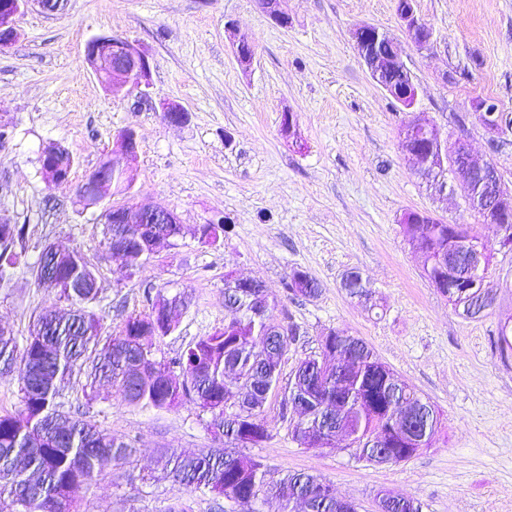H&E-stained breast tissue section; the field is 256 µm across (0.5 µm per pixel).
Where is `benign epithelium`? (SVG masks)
Listing matches in <instances>:
<instances>
[{"label": "benign epithelium", "instance_id": "1", "mask_svg": "<svg viewBox=\"0 0 512 512\" xmlns=\"http://www.w3.org/2000/svg\"><path fill=\"white\" fill-rule=\"evenodd\" d=\"M259 7L277 20L280 24L288 25V15L282 11V0H258ZM36 5L46 12L56 13L64 8V0H0V48L8 47L17 37L16 18L30 6ZM400 18L406 33L414 45L420 50H427L432 44L433 33L425 23L414 13L412 4H400ZM357 51L368 67L372 79L393 97L397 98L404 108H411L417 97L414 81L397 82L396 76L406 70L402 52L394 41H389L390 50L386 54L377 52L368 39H385L387 35L376 27L363 24L353 32ZM85 58L98 80L112 93L123 90L135 91L139 96H148L149 78L152 61L148 54L136 42L127 38L112 35H99L91 38L85 46ZM137 137L131 129L120 131L116 137L115 149L101 161L86 179V184L75 191L77 202L94 204L103 200L112 189V182L118 180L127 188L131 187V164L137 157ZM433 149L443 159L456 160L460 155H467L464 143L457 140L453 146L442 135H436ZM60 155L57 147L49 146L40 155L41 173L47 185L51 188H61L69 181V174L55 164V158ZM105 222L108 224H137L138 230L129 235L112 238L109 254L126 260L138 254L152 256L157 248L166 243L173 245V240L183 236L184 225L177 213L164 206L149 202L138 201L126 206H113L107 211ZM70 251L60 249L53 244L43 249L47 259L48 275H53V269L66 262ZM444 296L457 303L458 306L478 314L492 306L495 293L483 290L472 291L469 282H463L458 288H450ZM225 379L233 380L235 390L227 395V404L238 408L242 399L256 393L257 385L253 380L246 379L234 367L226 369ZM297 436L302 438L301 445L307 448H333L335 441L345 434L329 437H317L312 432L297 426Z\"/></svg>", "mask_w": 512, "mask_h": 512}]
</instances>
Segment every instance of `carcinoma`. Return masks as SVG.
Here are the masks:
<instances>
[{"instance_id": "carcinoma-1", "label": "carcinoma", "mask_w": 512, "mask_h": 512, "mask_svg": "<svg viewBox=\"0 0 512 512\" xmlns=\"http://www.w3.org/2000/svg\"><path fill=\"white\" fill-rule=\"evenodd\" d=\"M406 135L420 146L428 169L434 172V178L427 182L441 189L435 176L444 178L446 174L439 155L432 151L430 131L413 128ZM501 196L512 197V188L501 178L483 192L484 207L495 221L503 215ZM401 228L405 239L418 249L424 276L440 278L446 289L457 287L448 281V264H456L462 272L470 268L478 239L472 229L463 224L457 231L417 211L404 215ZM25 230L24 224H0V279L20 264L16 244L24 238ZM43 262L44 258H39L30 267L31 274L39 286L57 291L58 298L69 306L67 315L48 311L39 315L23 345L11 329H0V369L23 365L20 406L15 413L0 416V497H11L18 512H77L80 489L96 480L102 460L129 463L136 457L137 448L131 442L83 417L60 411L57 398L61 385L76 371L112 383L135 407L162 409L193 402L210 415L208 424L228 430L226 444H234L247 426L252 444L269 439L268 430L260 423L263 408L251 407L234 414L224 405V369L230 363L246 373L260 371L269 382L279 379L277 361L262 336L276 306L266 291H261L268 300L263 316L256 317L255 307L241 302L235 308L237 316L224 325V330L189 343L178 358L166 364L171 376L162 378L154 376L156 358L143 347V337L153 335V312L130 314L102 343L100 318L89 310L97 292L76 287L91 275L82 258L72 254L50 284L41 274ZM343 287L352 295L368 292L367 281L357 271L346 275ZM285 290L289 296L314 298L319 285L305 272L294 270ZM331 336L336 355L320 365L315 357L302 360L290 382L309 396L310 417L303 419L304 426L317 423L319 413L329 410L334 424L347 435L380 434L388 431L400 403L422 411L428 421L439 424L435 406L396 379L364 340L344 330L333 331ZM435 433L431 430L417 446L404 432L388 435L387 463L405 462L432 447ZM224 452L223 448L198 453L167 449L159 462L173 481L216 495L229 492L240 498L241 505L251 503L266 489L282 501L285 512H294L301 496L309 498L311 512H340L331 483L305 473L289 474L271 483L256 459L243 453L237 460L229 459Z\"/></svg>"}]
</instances>
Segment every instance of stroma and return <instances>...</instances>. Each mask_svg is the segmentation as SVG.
Segmentation results:
<instances>
[{
  "instance_id": "1",
  "label": "stroma",
  "mask_w": 512,
  "mask_h": 512,
  "mask_svg": "<svg viewBox=\"0 0 512 512\" xmlns=\"http://www.w3.org/2000/svg\"><path fill=\"white\" fill-rule=\"evenodd\" d=\"M413 5L433 32L430 50L407 39L397 0H284L285 27L257 0H67L56 13L34 7L21 14L17 39L0 49V125L11 131L0 148V213L26 226L24 264L0 282V325L23 341L42 310L66 309L29 271L50 243L80 251L95 268L103 335L131 313L149 311L148 293L185 298L176 330L149 340L167 361L234 318L224 306L225 273L259 280L277 300L275 322L299 329L280 389L323 336L343 329L440 413L434 447L397 465L377 464L340 444L294 441L298 414L283 410L279 389L262 414L270 439L245 450L268 478L317 476L360 512H375L383 491L418 500L422 512H512V355L496 346L499 324L512 319V251L495 253V302L470 319L423 276L398 223L406 211H426L496 242L497 227L479 222L456 179L436 195L399 143L403 124L425 114L512 186V136L489 131L472 108L491 97L512 114V0ZM361 24L399 43L418 87L413 109L372 79L351 38ZM237 31L255 41L250 65L235 56ZM101 34L134 40L149 55L148 97L111 93L93 74L85 45ZM168 102L184 109L182 124L163 121ZM287 113L289 136L282 131ZM127 128L138 139L132 195L173 209L187 227L130 278L102 246L101 215L119 195L85 207L73 192ZM51 143L75 157L69 189L49 188L42 177L40 152ZM218 219V244H202L195 227ZM295 269L318 282V296H287ZM353 270L369 281V297L343 288ZM60 404L70 414L86 411L138 449L133 465H103L80 493L81 512H167L175 504L187 512H248L161 476L162 449L216 445L208 414L193 403L135 408L111 385L92 388L76 374Z\"/></svg>"
}]
</instances>
